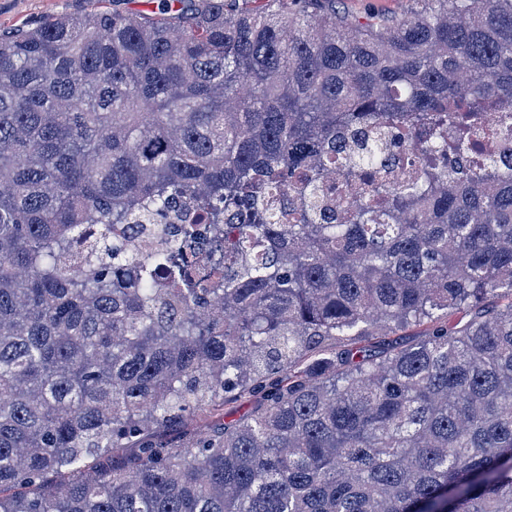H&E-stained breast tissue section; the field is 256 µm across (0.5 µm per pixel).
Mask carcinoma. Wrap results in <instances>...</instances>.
<instances>
[{"label":"carcinoma","mask_w":512,"mask_h":512,"mask_svg":"<svg viewBox=\"0 0 512 512\" xmlns=\"http://www.w3.org/2000/svg\"><path fill=\"white\" fill-rule=\"evenodd\" d=\"M178 2L0 34V512H512V0ZM178 205L220 258L128 251ZM336 11L364 23L379 16L399 17L410 6L409 0H335ZM387 151L391 158V163L387 168L389 175H395L406 161L416 154L414 144L401 134L396 136L390 133L387 137ZM263 404L264 400L258 394L236 391L225 395L224 403L220 401L206 412L200 413L192 421V425H172L160 432V436L175 443H183L190 434H193L192 429L197 431L234 424L243 416L256 413Z\"/></svg>","instance_id":"1"}]
</instances>
